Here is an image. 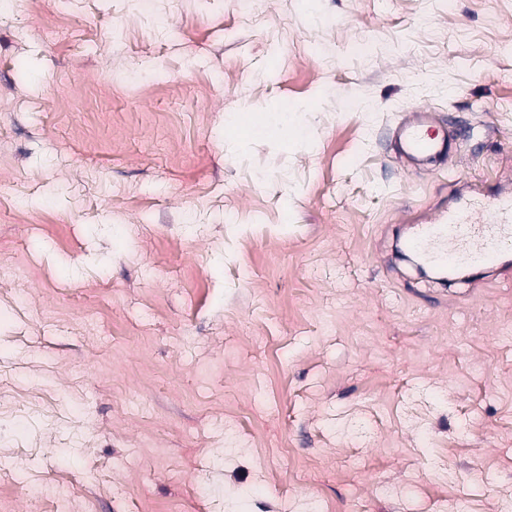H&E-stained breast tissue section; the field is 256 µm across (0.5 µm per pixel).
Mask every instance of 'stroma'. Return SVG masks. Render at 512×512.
I'll use <instances>...</instances> for the list:
<instances>
[{
    "label": "stroma",
    "instance_id": "stroma-1",
    "mask_svg": "<svg viewBox=\"0 0 512 512\" xmlns=\"http://www.w3.org/2000/svg\"><path fill=\"white\" fill-rule=\"evenodd\" d=\"M234 5L0 8V512H512V282L400 253L512 182V0ZM300 105L316 149L225 147ZM416 106L466 133L431 170ZM411 117L393 132L394 143L403 156L420 165L433 164L455 151L457 136L436 130L427 107L411 109ZM232 117V116H231ZM229 119L226 125H230L236 129V140L232 142V146L237 148H244L252 139L247 131V128L250 126V133L254 139H263L266 137L270 130V126L266 123L260 121L253 122V120L257 117L251 115L246 122H243L240 117L237 120ZM253 122V123H252ZM252 123V125H250Z\"/></svg>",
    "mask_w": 512,
    "mask_h": 512
}]
</instances>
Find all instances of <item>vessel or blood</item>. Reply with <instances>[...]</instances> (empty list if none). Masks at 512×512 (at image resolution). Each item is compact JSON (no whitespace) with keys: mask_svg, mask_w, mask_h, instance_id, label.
<instances>
[{"mask_svg":"<svg viewBox=\"0 0 512 512\" xmlns=\"http://www.w3.org/2000/svg\"><path fill=\"white\" fill-rule=\"evenodd\" d=\"M433 121L427 107H414L393 132L400 154L420 165L447 158L456 141L436 130ZM403 248L452 274L463 269L506 274L512 268V191L483 201H455L446 213L422 225Z\"/></svg>","mask_w":512,"mask_h":512,"instance_id":"vessel-or-blood-1","label":"vessel or blood"}]
</instances>
